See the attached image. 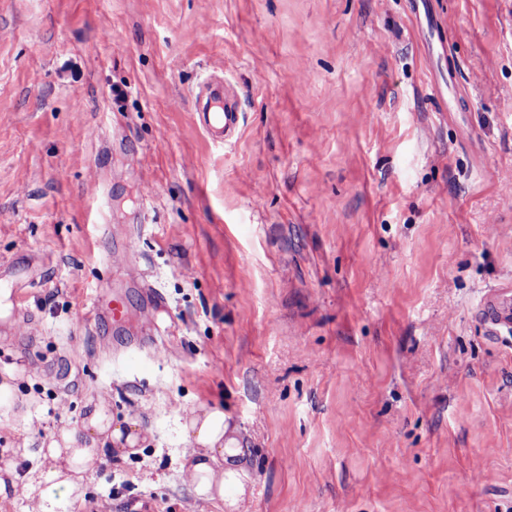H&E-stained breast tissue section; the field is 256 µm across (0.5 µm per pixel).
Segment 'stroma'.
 Segmentation results:
<instances>
[{"label":"stroma","mask_w":512,"mask_h":512,"mask_svg":"<svg viewBox=\"0 0 512 512\" xmlns=\"http://www.w3.org/2000/svg\"><path fill=\"white\" fill-rule=\"evenodd\" d=\"M218 73L229 144L194 120ZM510 99L512 0H0V266L29 268L0 512L91 397L148 443L56 512H512V334L480 316L512 289ZM199 405L246 446L237 507L185 475ZM93 311L96 316L105 312L112 319L113 324L121 323L126 317V308L123 301L114 296L112 299L106 296H98L94 302Z\"/></svg>","instance_id":"obj_1"}]
</instances>
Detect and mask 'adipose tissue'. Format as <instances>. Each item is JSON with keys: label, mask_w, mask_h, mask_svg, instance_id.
Wrapping results in <instances>:
<instances>
[{"label": "adipose tissue", "mask_w": 512, "mask_h": 512, "mask_svg": "<svg viewBox=\"0 0 512 512\" xmlns=\"http://www.w3.org/2000/svg\"><path fill=\"white\" fill-rule=\"evenodd\" d=\"M86 408L81 427L60 429L38 452L43 467L28 479L30 491L39 497L37 512H54L59 495L78 491L105 446L126 456L147 441L138 422L113 420L104 402L90 401ZM181 428L190 444L187 471L196 495L220 500L229 491L243 493L244 449L223 411L207 406L191 410Z\"/></svg>", "instance_id": "adipose-tissue-1"}]
</instances>
